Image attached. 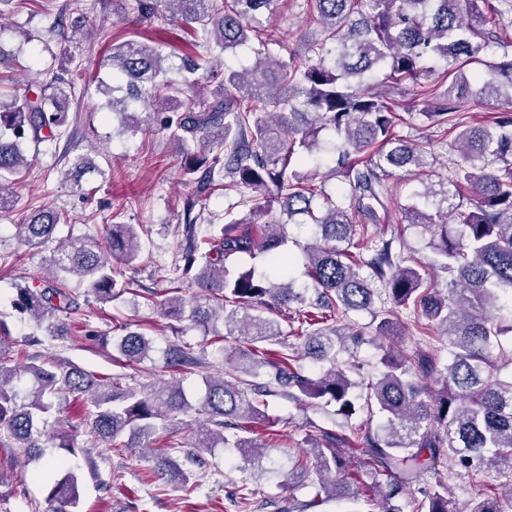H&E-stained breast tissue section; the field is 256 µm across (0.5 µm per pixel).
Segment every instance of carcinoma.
Returning a JSON list of instances; mask_svg holds the SVG:
<instances>
[{"label":"carcinoma","instance_id":"cac0c4a2","mask_svg":"<svg viewBox=\"0 0 512 512\" xmlns=\"http://www.w3.org/2000/svg\"><path fill=\"white\" fill-rule=\"evenodd\" d=\"M281 0H139V16L164 10L177 36L192 38L194 55L170 62L161 47L133 39L112 41L104 65L112 82L98 75L76 90L82 72L62 68L39 83L13 81L24 70L18 53L31 41L20 34L18 48L7 52L0 40V216L18 208L16 184L29 168L30 147L53 142L65 131V112L75 93L90 89L108 97L123 129L151 133L157 119L183 160V174L197 192L235 191L239 199L218 217L197 208L190 195L183 203L184 245L172 268L173 287L155 294L161 313L189 322L218 345L233 337L236 365L229 378L204 374V396L195 404L175 384L132 385L123 377L92 374L74 365L36 362L0 328V431L7 447L23 449L38 462L45 449L77 455L75 435L87 425L100 440L138 446L150 455L151 480L190 494L195 473L169 453L153 454L148 441L171 439L168 419L202 412L194 447L219 444L235 448L247 463L270 458L278 447L245 434L271 424L266 397L275 393L309 408L335 404L343 422L318 427L307 438L312 462L297 460L288 480L314 488L305 508L342 499L350 487L352 459L381 486V512H400L391 503L419 487L414 512H512V482L506 491L477 489V497L459 506L443 468L476 484L491 474H512V382L496 377V366L512 362V349L500 337L512 333V318L500 314L499 293L512 291V113L490 125H466L462 101L475 96L504 98L512 104V54L508 43L487 26L512 13V0H306L322 27L300 64L278 58L288 50L275 26ZM489 42L499 44L502 59L486 62L488 77H468V65L481 62ZM246 48L251 63L233 68L214 58L215 49ZM450 83L432 79L438 69ZM216 83L210 97H198L199 70ZM409 86L414 107L429 127L459 129L455 148L461 158L452 177L411 191L404 209L409 224H421L431 236L432 258L422 263L394 247V239L376 245L355 239L352 213L377 220L385 206L388 180L402 172L414 176L430 165V141H405L394 135L401 121L391 89ZM331 127L338 140L320 144ZM338 155L331 176L341 179L336 197L321 195L314 174L302 169L319 152ZM86 175H104L96 157H77L75 187ZM280 215H274L275 210ZM302 217L320 236L303 247L308 289L279 277L274 282L252 269L230 266L244 255L265 254L271 267L285 270V225ZM119 214L101 236L67 235L56 230L67 216L50 206L28 209L14 236L31 250L55 242L47 259L48 275L17 289L14 305L51 339L67 335L74 313L69 283L76 278L85 293L111 302L130 291L123 267L142 251L143 224H124ZM448 274V289L434 281ZM196 287L189 297L182 290ZM297 304L296 330L307 354L322 364L313 379L295 368L290 347L268 358V345L282 332L280 308ZM365 310L374 335L386 337L399 315L408 311L448 338L450 358L434 354L388 352L375 376L354 381L349 361H340L336 344L344 333L338 316ZM124 365L140 363L151 351L146 335L131 327L116 343ZM200 361L179 346L169 349L166 367L183 372ZM269 369V380L250 381ZM89 404L83 421L46 432L55 400ZM383 424L371 426L375 414ZM46 481V500L54 512H72L80 500L81 478L61 463Z\"/></svg>","mask_w":512,"mask_h":512}]
</instances>
